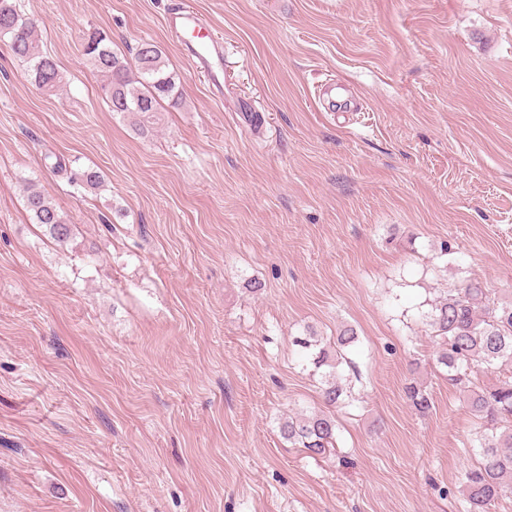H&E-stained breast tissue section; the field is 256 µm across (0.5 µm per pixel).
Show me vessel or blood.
Segmentation results:
<instances>
[{
	"label": "vessel or blood",
	"instance_id": "1",
	"mask_svg": "<svg viewBox=\"0 0 512 512\" xmlns=\"http://www.w3.org/2000/svg\"><path fill=\"white\" fill-rule=\"evenodd\" d=\"M166 25L169 33L182 41L197 67L207 73L212 89L222 90L224 45L213 37L202 16L186 6L169 13ZM321 97L331 112H344L356 105L348 88L342 85L326 84L321 90Z\"/></svg>",
	"mask_w": 512,
	"mask_h": 512
}]
</instances>
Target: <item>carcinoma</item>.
<instances>
[{"label": "carcinoma", "instance_id": "1", "mask_svg": "<svg viewBox=\"0 0 512 512\" xmlns=\"http://www.w3.org/2000/svg\"><path fill=\"white\" fill-rule=\"evenodd\" d=\"M39 31V22L22 14L14 0H0V38L8 39L12 54L28 64L35 85L53 91L60 82L59 71L54 59L42 50ZM83 52L93 70L106 78L111 110L137 117L139 131H148L147 123L163 105H181L177 74L169 69L157 44L144 41L127 59L112 51L104 33L94 32L86 38ZM52 169L69 171L68 181L83 189L95 190L103 183L101 173L91 168L69 170L59 160ZM24 193L34 222L45 226L56 241L66 242L72 234L67 216L37 183H25ZM425 318L439 340L437 364L446 369L451 384L460 386L470 410L485 422L470 442L476 462L459 477L462 509L489 512L495 501L512 491V379L492 387H473L469 373L512 369V301L495 302L479 283L471 282L435 302ZM357 339L354 330L347 328L329 347L313 335L295 340L314 369L321 371V396L328 408L336 407L347 395L342 366L351 365L345 350ZM407 396L416 411L430 410L432 402L424 389L412 383ZM280 432L311 457L336 450L338 425L329 412L290 418L281 424Z\"/></svg>", "mask_w": 512, "mask_h": 512}]
</instances>
